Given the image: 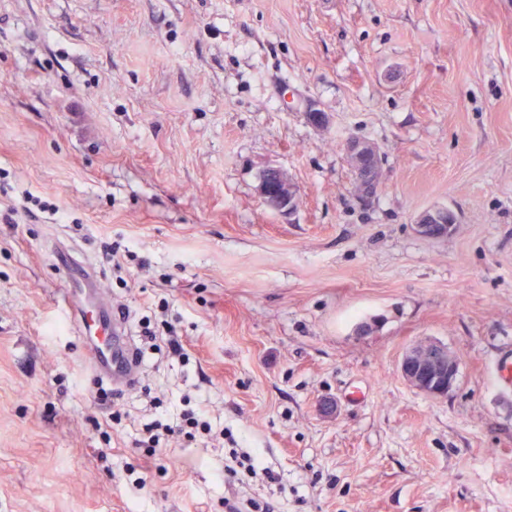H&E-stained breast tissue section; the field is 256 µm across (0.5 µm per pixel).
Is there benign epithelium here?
<instances>
[{
    "mask_svg": "<svg viewBox=\"0 0 512 512\" xmlns=\"http://www.w3.org/2000/svg\"><path fill=\"white\" fill-rule=\"evenodd\" d=\"M346 158L355 174L358 193L363 197L374 195L382 179L379 151L375 143L355 138L346 146ZM297 185L281 168L267 166L258 177L257 195L268 209L290 213L297 204ZM456 214L446 207L420 211L415 217L417 233L430 240L448 237ZM399 372L411 388L432 398H444L455 387L458 378V360L448 347L432 341H419L404 352Z\"/></svg>",
    "mask_w": 512,
    "mask_h": 512,
    "instance_id": "1",
    "label": "benign epithelium"
}]
</instances>
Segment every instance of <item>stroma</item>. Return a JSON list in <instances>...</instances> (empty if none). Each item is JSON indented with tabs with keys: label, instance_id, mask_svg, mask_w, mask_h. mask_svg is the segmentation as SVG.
Listing matches in <instances>:
<instances>
[{
	"label": "stroma",
	"instance_id": "35a3bbf8",
	"mask_svg": "<svg viewBox=\"0 0 512 512\" xmlns=\"http://www.w3.org/2000/svg\"><path fill=\"white\" fill-rule=\"evenodd\" d=\"M351 138L379 150L369 198ZM270 165L292 213L258 199ZM428 207L448 238L417 234ZM56 246L144 353L105 405ZM424 338L458 359L447 397L399 374ZM506 359L512 0H0V512H512ZM187 405L230 439L145 457ZM234 448L277 481L223 474ZM256 191L266 208L288 214L295 209L299 194L297 185L288 173L274 166H267L260 171ZM414 222L420 236L430 240H441L448 237L457 222V217L448 208L433 207L420 211ZM145 427L146 431L150 433V436L147 441H139V443L148 444L147 447H145L144 452L145 456L150 458L155 454L157 448H162V446H160L162 439L166 442L165 436H168V433L174 432V429L169 424H163L161 420H154L151 423L146 424ZM160 430L165 433L159 432Z\"/></svg>",
	"mask_w": 512,
	"mask_h": 512
}]
</instances>
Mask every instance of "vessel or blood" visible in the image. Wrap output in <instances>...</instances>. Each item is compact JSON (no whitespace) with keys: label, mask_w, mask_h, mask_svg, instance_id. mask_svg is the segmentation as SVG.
Wrapping results in <instances>:
<instances>
[{"label":"vessel or blood","mask_w":512,"mask_h":512,"mask_svg":"<svg viewBox=\"0 0 512 512\" xmlns=\"http://www.w3.org/2000/svg\"><path fill=\"white\" fill-rule=\"evenodd\" d=\"M56 258L66 272L65 296L90 353L92 376L116 386L132 385L137 378L134 349L124 321L100 286L96 269L61 248Z\"/></svg>","instance_id":"vessel-or-blood-1"}]
</instances>
